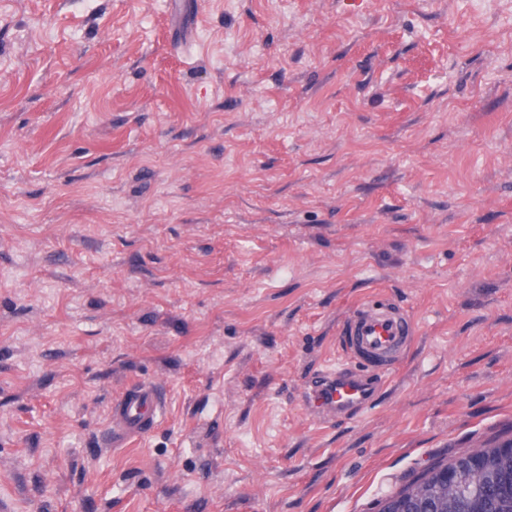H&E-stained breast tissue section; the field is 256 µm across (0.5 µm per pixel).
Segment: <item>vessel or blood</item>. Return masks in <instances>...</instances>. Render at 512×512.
Wrapping results in <instances>:
<instances>
[{"label":"vessel or blood","instance_id":"obj_1","mask_svg":"<svg viewBox=\"0 0 512 512\" xmlns=\"http://www.w3.org/2000/svg\"><path fill=\"white\" fill-rule=\"evenodd\" d=\"M413 334L414 322L404 308L376 294L367 297L342 329L348 367L320 376L308 394V407L330 420L369 408L378 391L376 374L399 364ZM162 404V390L156 385L127 389L112 405L107 445L119 448L127 439L146 434Z\"/></svg>","mask_w":512,"mask_h":512}]
</instances>
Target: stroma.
<instances>
[{"mask_svg": "<svg viewBox=\"0 0 512 512\" xmlns=\"http://www.w3.org/2000/svg\"><path fill=\"white\" fill-rule=\"evenodd\" d=\"M172 1L0 0V512H375L511 440L512 0ZM374 293L413 344L324 421ZM162 404V389L154 384L127 389L112 405V425L106 445L121 448L127 439L146 434L154 425Z\"/></svg>", "mask_w": 512, "mask_h": 512, "instance_id": "stroma-1", "label": "stroma"}]
</instances>
